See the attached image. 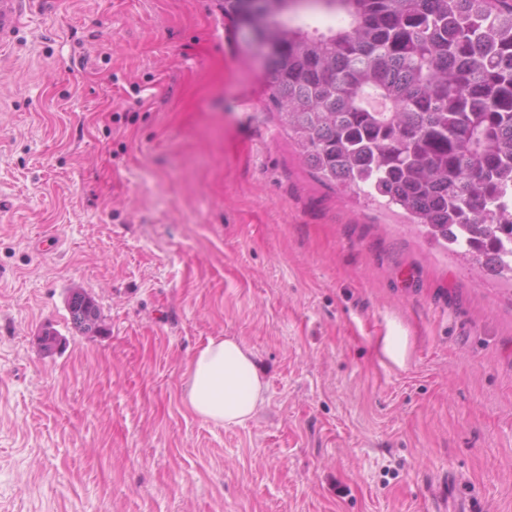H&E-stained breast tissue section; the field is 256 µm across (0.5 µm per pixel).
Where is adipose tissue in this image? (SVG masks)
Listing matches in <instances>:
<instances>
[{
	"instance_id": "1",
	"label": "adipose tissue",
	"mask_w": 512,
	"mask_h": 512,
	"mask_svg": "<svg viewBox=\"0 0 512 512\" xmlns=\"http://www.w3.org/2000/svg\"><path fill=\"white\" fill-rule=\"evenodd\" d=\"M187 374L183 401L207 421L241 426L264 407L265 382L251 352L235 339H209L192 356Z\"/></svg>"
}]
</instances>
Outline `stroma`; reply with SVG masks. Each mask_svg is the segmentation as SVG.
<instances>
[{
    "mask_svg": "<svg viewBox=\"0 0 512 512\" xmlns=\"http://www.w3.org/2000/svg\"><path fill=\"white\" fill-rule=\"evenodd\" d=\"M267 97L218 0L0 43V512H512V275L318 180ZM218 336L263 370L242 426L182 401ZM73 304L68 303V311L71 317L73 328L82 335H91L100 333L102 330V315L92 301L78 291Z\"/></svg>",
    "mask_w": 512,
    "mask_h": 512,
    "instance_id": "obj_1",
    "label": "stroma"
}]
</instances>
